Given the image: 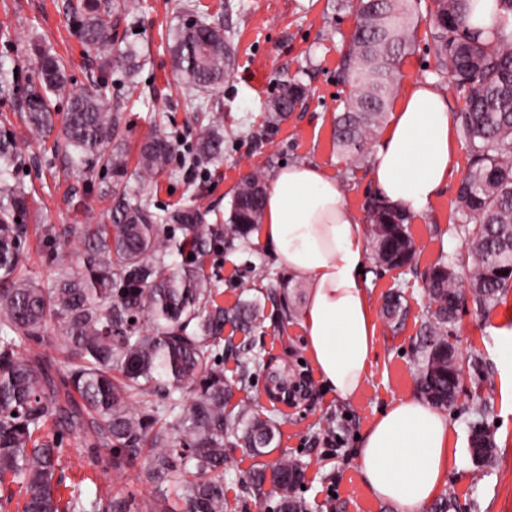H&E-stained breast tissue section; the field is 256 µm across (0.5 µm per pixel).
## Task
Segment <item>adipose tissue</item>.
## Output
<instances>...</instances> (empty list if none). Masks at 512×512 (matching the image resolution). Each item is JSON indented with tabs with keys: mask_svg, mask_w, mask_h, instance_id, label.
Returning <instances> with one entry per match:
<instances>
[{
	"mask_svg": "<svg viewBox=\"0 0 512 512\" xmlns=\"http://www.w3.org/2000/svg\"><path fill=\"white\" fill-rule=\"evenodd\" d=\"M458 150L443 92L412 85L382 130L370 178L389 205L422 216L452 175ZM289 277L308 283L300 312L317 373L336 396L362 389L377 340V319L365 289L367 241L347 207L342 186L321 167L277 169L256 234ZM452 428L438 408L416 396L393 402L369 427L357 450L374 498L399 512H423L448 482Z\"/></svg>",
	"mask_w": 512,
	"mask_h": 512,
	"instance_id": "ef3b65f1",
	"label": "adipose tissue"
}]
</instances>
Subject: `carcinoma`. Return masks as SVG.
Returning <instances> with one entry per match:
<instances>
[{"label":"carcinoma","instance_id":"obj_1","mask_svg":"<svg viewBox=\"0 0 512 512\" xmlns=\"http://www.w3.org/2000/svg\"><path fill=\"white\" fill-rule=\"evenodd\" d=\"M433 2L430 40L438 70L465 100L456 118L469 155L455 220L467 252L461 259L441 256L425 272L429 310L416 362L424 399L446 408L463 387L464 371L448 340L461 306L469 297L485 312L512 288V0H500L503 22L490 37L468 28V0ZM100 7V0L64 5L82 42L107 53V61L131 80L139 52L117 40ZM355 10L341 71L351 94L335 117V135L337 146L361 162L397 92L418 19L413 0H356ZM170 41L186 103L201 112L195 100L219 89L229 75V37L197 18L177 27ZM37 52L38 74L24 91V122L50 135L57 122L52 98L68 96L56 149L90 175L101 163L121 176L122 154L106 153L123 136L117 110L96 89L70 91L64 63L45 48ZM306 97L302 83H282L269 104L268 125H278ZM206 118L182 155L191 173L224 150L219 117ZM175 153L165 134L149 135L138 152L143 186L134 201L123 197L107 209V221L82 225V269L71 273L62 265L55 281L40 287L27 276L22 248L31 191L10 181L25 164L24 143L0 135V510L18 493L21 512H172L173 500L182 503V512H224L228 452L243 448L264 457L276 444L274 418L246 407L224 412L252 374L245 367L226 377L217 363L225 325L253 332L259 303L213 304L214 284L199 261L209 247L236 250L261 222L267 183L258 171L242 174L219 229L208 222L206 207H154L151 183L170 169ZM366 210L375 261L409 264L416 253L408 229L413 216L377 195ZM175 253L193 259L172 267L168 259ZM459 266L468 271L467 294L456 287ZM382 312L399 325L402 295H386ZM52 324L58 325L56 336L48 335ZM57 355L67 364L64 374L53 370ZM51 421L82 438L89 455L79 466L101 463L117 478L137 466L139 480L154 493L138 502L114 486H97L63 498L61 448L42 436ZM302 479L300 461L284 454L259 464L242 487L254 496L277 497L272 512H311L297 494Z\"/></svg>","mask_w":512,"mask_h":512}]
</instances>
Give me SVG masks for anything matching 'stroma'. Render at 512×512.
Segmentation results:
<instances>
[{
	"instance_id": "obj_1",
	"label": "stroma",
	"mask_w": 512,
	"mask_h": 512,
	"mask_svg": "<svg viewBox=\"0 0 512 512\" xmlns=\"http://www.w3.org/2000/svg\"><path fill=\"white\" fill-rule=\"evenodd\" d=\"M65 0H0V63L16 67L19 82L34 72L31 41H39L59 55L73 88L100 83L111 106L117 107L123 127L127 162L123 179L111 173L87 177L74 169L64 152L49 137L25 126L20 112L22 91L0 94V134L11 131L24 142L29 159L16 177L33 191L23 245L29 277L51 284L57 275L56 253H63L71 270H80L83 254L76 228L97 223L109 207L102 191L134 197L140 184L136 156L142 139L161 130L172 139L192 140L196 134L193 113L184 101L183 88L168 50L169 29L188 16H198L223 26L232 36L233 69L220 91L206 96L207 109L221 113L224 153L210 162L206 172L194 176L180 162L156 179L153 202L159 207L202 204L211 208L210 221L223 225L230 212L235 184L243 172L257 170L271 177L281 163H313L339 179L344 199L360 224H367L366 200L375 190L370 164H354L334 142V116L342 111L348 87L340 77L342 58L355 29V11L347 0H140L137 17L111 12L109 19L125 42L139 50V68L133 81L104 69L105 57L88 49L64 10ZM432 0H415L421 24L413 49L400 66L399 92L411 84L429 81L441 89L449 112H458L464 100L436 73V59L428 40ZM294 79L308 89L303 106L271 128L267 104L281 81ZM454 176L426 213L409 226L418 248L411 265L401 268L369 264L365 284L373 307L383 294L400 292L407 314L400 328L380 323L377 345L366 384L360 394L344 401L326 391L307 352L296 314L308 285L281 274L270 288L262 271L275 268L271 251L245 238L232 253L211 250L205 272L216 286L214 298L224 307L238 298L261 303V323L251 335L232 326L223 333L225 376L235 375L248 346L262 348L265 356L299 365L308 392L293 408H283L264 395L262 366L251 365L253 382L235 393L228 412L249 407L280 423L277 454L299 458L305 465L301 495L312 512H398L390 503L375 499L364 483L356 458L358 435L394 400L417 394V348L427 309L423 273L439 256L464 255L466 242L453 231L454 202L468 168L466 147L452 160ZM53 224L64 234L56 243L42 240L40 227ZM258 273L246 288L238 281L245 264ZM512 328V290L487 312L465 303L453 327L452 343L465 371L464 386L446 411L453 430L455 460L440 499L449 512H512V340L502 329ZM479 356L480 371L471 368ZM482 421L493 435L498 452L490 465L476 467L468 453V435L474 421ZM257 460L242 450L231 452L224 465V512H259L260 502L246 494L241 478Z\"/></svg>"
}]
</instances>
